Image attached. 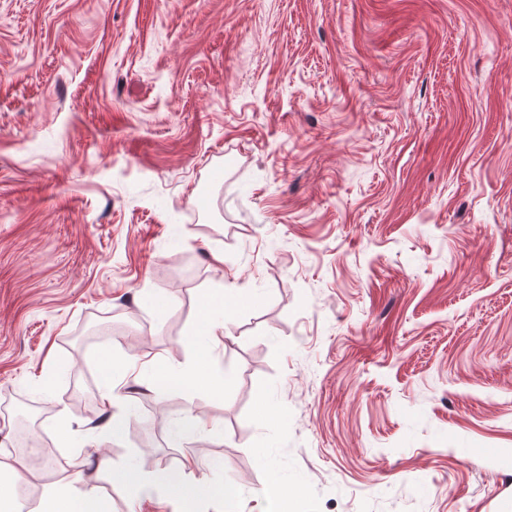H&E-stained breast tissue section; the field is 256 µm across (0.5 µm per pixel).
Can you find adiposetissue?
Segmentation results:
<instances>
[{"label":"adipose tissue","instance_id":"obj_1","mask_svg":"<svg viewBox=\"0 0 512 512\" xmlns=\"http://www.w3.org/2000/svg\"><path fill=\"white\" fill-rule=\"evenodd\" d=\"M224 321L223 312H207L204 325L199 331L203 343L195 347L184 363L149 362L148 367L154 383L161 387L179 389L190 396L204 393L215 399L223 398L224 379L213 372L210 358L219 341L218 332L223 329ZM278 456L279 450L272 444L265 445L259 452L260 460L269 472L264 489L266 512H284L288 502L302 500L305 496L302 482L288 481L280 472L277 466ZM111 476L113 485L132 498L153 493L164 498L190 499L214 493L205 480L188 485L165 470L144 475L129 467L115 466L111 469ZM37 512H106V509L95 489L81 490L57 485L44 495Z\"/></svg>","mask_w":512,"mask_h":512}]
</instances>
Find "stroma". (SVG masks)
Wrapping results in <instances>:
<instances>
[{"mask_svg": "<svg viewBox=\"0 0 512 512\" xmlns=\"http://www.w3.org/2000/svg\"><path fill=\"white\" fill-rule=\"evenodd\" d=\"M214 305L223 399L123 384L86 442L100 354ZM0 408L35 504L185 512L108 467L192 457L261 512L273 439L295 512H512V0H0ZM207 431V424L189 413L168 423V437L174 445H179L183 440ZM106 504L94 488L78 489L56 485L44 495L37 512H106Z\"/></svg>", "mask_w": 512, "mask_h": 512, "instance_id": "35a3bbf8", "label": "stroma"}]
</instances>
